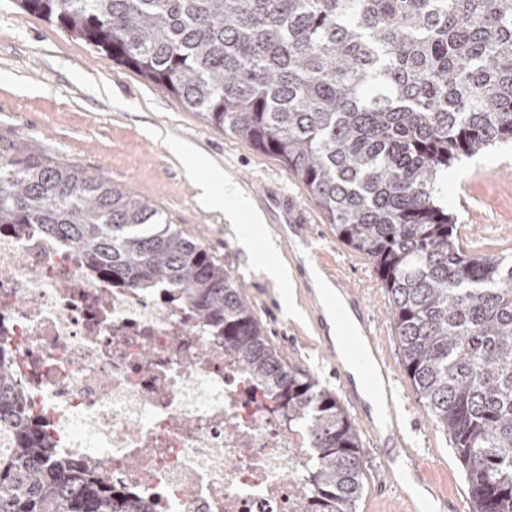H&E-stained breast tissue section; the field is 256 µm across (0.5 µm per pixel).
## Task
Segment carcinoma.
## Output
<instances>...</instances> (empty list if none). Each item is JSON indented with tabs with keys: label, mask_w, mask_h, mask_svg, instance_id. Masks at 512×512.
<instances>
[{
	"label": "carcinoma",
	"mask_w": 512,
	"mask_h": 512,
	"mask_svg": "<svg viewBox=\"0 0 512 512\" xmlns=\"http://www.w3.org/2000/svg\"><path fill=\"white\" fill-rule=\"evenodd\" d=\"M283 163L384 282L470 512H512V260L469 255L448 168L512 141V0H18ZM38 224L192 306L312 446L311 512H356L357 431L268 344L242 285L147 201L0 137V230ZM0 346V512H143L106 457L56 453Z\"/></svg>",
	"instance_id": "cac0c4a2"
}]
</instances>
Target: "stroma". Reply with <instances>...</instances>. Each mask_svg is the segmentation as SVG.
I'll return each instance as SVG.
<instances>
[{
  "label": "stroma",
  "mask_w": 512,
  "mask_h": 512,
  "mask_svg": "<svg viewBox=\"0 0 512 512\" xmlns=\"http://www.w3.org/2000/svg\"><path fill=\"white\" fill-rule=\"evenodd\" d=\"M0 136L148 201L243 282L245 299L278 354L339 397L343 386L327 356V330L313 317L311 289L296 277L279 287L260 267L270 244L289 270H296L300 259L295 248L286 246L273 214H266L252 248L244 249L240 240L249 214L229 222L223 209L204 202L196 181L218 176L216 191L229 182L249 200L267 187L294 196L310 210L322 238L318 262L336 271L345 286L356 287L380 324L390 373L404 395L418 485L468 502L465 476L448 437L432 423L405 373L386 288L371 261L337 238L283 164L211 127L177 98L75 34L22 11L16 0H0ZM448 176V211L470 252L512 255V143L449 168ZM288 292L295 299L291 308L284 299ZM361 462L363 490L356 512H405L403 498L381 487L378 452L362 447Z\"/></svg>",
  "instance_id": "stroma-1"
}]
</instances>
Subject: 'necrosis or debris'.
<instances>
[{
	"instance_id": "4bbe7bcc",
	"label": "necrosis or debris",
	"mask_w": 512,
	"mask_h": 512,
	"mask_svg": "<svg viewBox=\"0 0 512 512\" xmlns=\"http://www.w3.org/2000/svg\"><path fill=\"white\" fill-rule=\"evenodd\" d=\"M0 269V343L60 455H108L104 482L153 512H307L304 431L192 307L90 274L35 224L0 233Z\"/></svg>"
}]
</instances>
